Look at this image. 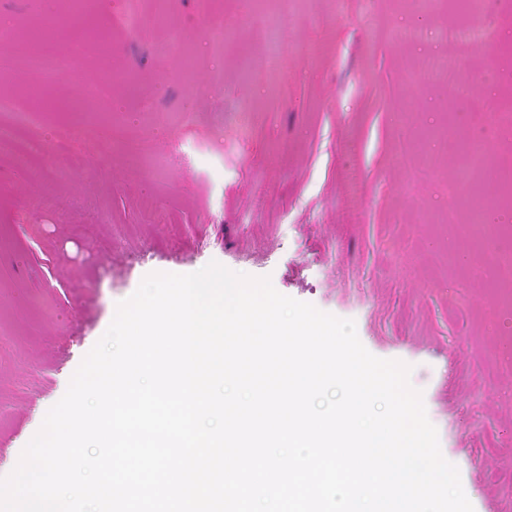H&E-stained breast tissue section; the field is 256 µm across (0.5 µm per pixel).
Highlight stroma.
<instances>
[{"label": "stroma", "mask_w": 512, "mask_h": 512, "mask_svg": "<svg viewBox=\"0 0 512 512\" xmlns=\"http://www.w3.org/2000/svg\"><path fill=\"white\" fill-rule=\"evenodd\" d=\"M68 0H0V27H39ZM90 0L89 29L0 50V91L35 122L0 112V477L65 394L118 302L154 272L209 262L270 277L281 294L353 320L374 356L410 366L441 452L474 512H512V310L493 307L498 242L466 234L460 138L512 161V13L469 54L442 33L457 14L416 0H294L272 54L269 0ZM423 29L399 47L394 27ZM45 48L70 57L47 82ZM454 59L455 69H431ZM128 86L85 95L105 69ZM478 87L457 102L459 76ZM61 103L44 109L43 99ZM100 119L89 123L88 112ZM468 304L459 308L457 296Z\"/></svg>", "instance_id": "obj_1"}]
</instances>
